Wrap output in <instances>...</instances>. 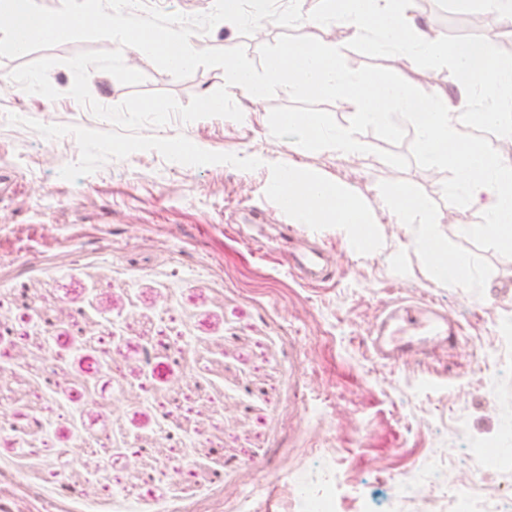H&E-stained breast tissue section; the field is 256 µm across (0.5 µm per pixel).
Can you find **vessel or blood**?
<instances>
[{
	"mask_svg": "<svg viewBox=\"0 0 512 512\" xmlns=\"http://www.w3.org/2000/svg\"><path fill=\"white\" fill-rule=\"evenodd\" d=\"M290 262L304 272L311 284L330 275L323 253L314 248L293 253ZM458 340V329L446 314L405 306L379 318L372 331L371 345L377 358L395 363L429 356L436 348L447 350Z\"/></svg>",
	"mask_w": 512,
	"mask_h": 512,
	"instance_id": "obj_1",
	"label": "vessel or blood"
}]
</instances>
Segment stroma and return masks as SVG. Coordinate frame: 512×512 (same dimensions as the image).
Here are the masks:
<instances>
[{"label":"stroma","mask_w":512,"mask_h":512,"mask_svg":"<svg viewBox=\"0 0 512 512\" xmlns=\"http://www.w3.org/2000/svg\"><path fill=\"white\" fill-rule=\"evenodd\" d=\"M192 40L259 57L228 22ZM341 41L348 71L392 75L386 53ZM112 47L47 49L58 99L0 87V512H297L303 484L333 512H409L418 476L435 486L433 512H448L469 478L497 493L476 504L512 512V252L449 223L453 176L425 162L411 123L394 110L363 124L338 96L272 85L259 102L237 97L247 120L143 129L261 159L256 170L138 151L62 179L79 159L75 138L50 144L7 117L108 130L70 96L65 61ZM138 70L136 88L91 70L92 97L115 106L167 92L185 105L224 84L217 67L178 80L144 56ZM283 112L332 114L368 158L354 167L305 149L278 125ZM276 161L346 183L372 213L366 252L320 225L329 283L300 281L275 241L288 221L268 191ZM373 183L430 201L432 230L469 259L470 283L429 278L419 226L396 223ZM399 301L448 313L458 346L379 361L369 336Z\"/></svg>","instance_id":"1"}]
</instances>
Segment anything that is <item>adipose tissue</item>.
<instances>
[{
    "label": "adipose tissue",
    "instance_id": "obj_1",
    "mask_svg": "<svg viewBox=\"0 0 512 512\" xmlns=\"http://www.w3.org/2000/svg\"><path fill=\"white\" fill-rule=\"evenodd\" d=\"M410 0H322L314 14L302 12L290 0V21L311 31L306 41L289 43L271 55L263 78L232 62L224 65V80L231 94L260 100L268 85L314 94L331 93L352 106L359 121L381 123L389 111L402 112L414 127L426 161L448 168L463 215L480 216L479 227L497 247L512 250V159L494 148L460 136L459 128L479 115L493 128L497 141L512 142V61L492 58L483 43L458 44L443 54L428 27L410 12ZM346 31L352 38L373 40L388 54L451 67V86L426 87L410 74L387 79L373 73L353 74L341 63V43L331 31ZM286 129L300 132L306 148L362 158L366 146L329 115H288ZM271 194L289 198L288 219L294 224H337L352 242L373 219L363 201L343 184L315 176L300 166L279 164L269 183ZM387 203L397 222L424 225V238L433 239V209L421 197L393 189Z\"/></svg>",
    "mask_w": 512,
    "mask_h": 512
}]
</instances>
